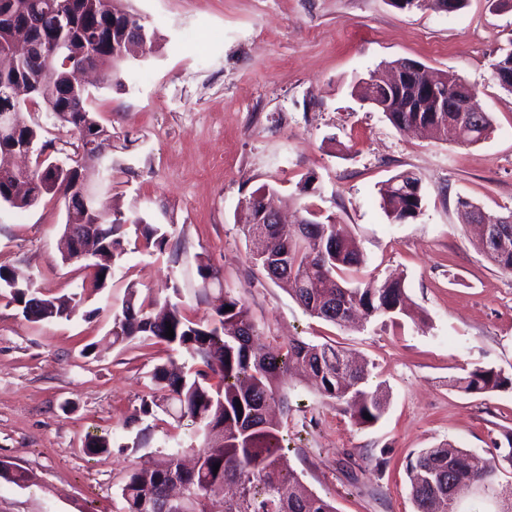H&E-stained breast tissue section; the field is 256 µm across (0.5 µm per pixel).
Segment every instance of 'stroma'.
<instances>
[{
  "mask_svg": "<svg viewBox=\"0 0 512 512\" xmlns=\"http://www.w3.org/2000/svg\"><path fill=\"white\" fill-rule=\"evenodd\" d=\"M160 37L130 60L120 83L90 86L89 108L112 134L107 198L128 222L106 288L82 284L91 269L62 263V199L25 209L0 204V266L44 299L70 297V318L33 322L0 289V460L30 476L0 477V512H115L130 468L164 454L191 455L193 426L165 414L134 420L156 366L189 355L154 338L112 344L128 286L151 306L179 304L211 318L219 287L248 305L264 341L329 340L383 384V417L364 427L337 411L312 382L294 383L283 430L287 464L336 512H416L406 464L446 443L479 453L512 431V391L465 394L450 376L476 366L512 373V275L475 245L459 199L512 209V93L492 65L512 50V11L467 0L456 12L400 10L390 0H123ZM399 58L452 71L477 87L493 129L457 146L397 130L360 101L353 85ZM52 157L66 160L74 135L25 102ZM420 178L421 214L391 222L382 182ZM310 189H303L304 180ZM268 185L289 215L304 205L345 225L365 257L362 277L403 278L418 320L374 318L357 329L306 313L251 268L241 227L252 193ZM164 227L165 249L146 245L136 219ZM220 285L203 287L199 264ZM108 432L110 451L87 454V435ZM387 451L378 473L368 455Z\"/></svg>",
  "mask_w": 512,
  "mask_h": 512,
  "instance_id": "1",
  "label": "stroma"
}]
</instances>
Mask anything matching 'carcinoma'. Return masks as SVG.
<instances>
[{
  "label": "carcinoma",
  "mask_w": 512,
  "mask_h": 512,
  "mask_svg": "<svg viewBox=\"0 0 512 512\" xmlns=\"http://www.w3.org/2000/svg\"><path fill=\"white\" fill-rule=\"evenodd\" d=\"M120 0H0V109L17 108L18 99L3 95L6 86L23 88L33 102H42L46 115L69 128L77 142L86 146L96 135L107 132L88 108L86 87L75 76L82 65L117 79L125 65L120 48L134 36L156 41L155 31L140 18L118 6ZM466 0H391L401 10L450 11L464 7ZM65 10L74 26L63 43H58L52 26L54 13ZM18 42H40L52 50L50 57L13 53ZM352 93L361 101L385 113L402 131L424 127L434 138L457 145H470L485 138L492 126L488 113L472 111L469 100L460 104L468 112H432L430 103L411 99L407 91L399 98L378 93L376 74L359 80ZM38 127L17 120L13 134L0 135V204L15 208L32 205L31 194L53 191L65 204V224H99L102 237L87 244L94 253L115 260L122 254L121 234L129 222L111 209L103 197L86 204L92 191L83 182L79 161L53 165L36 163L21 173L14 166L21 146L36 142ZM274 192L258 189L249 200L252 219H263L264 200ZM381 207L394 223L416 218L422 210L423 188L415 174L402 172L385 181L380 189ZM494 228L499 242L480 240L482 253L502 272L512 275V210L490 213L467 201ZM303 224L294 229L285 224H266L268 247L283 255L278 271L250 256L252 266L282 285L311 316L334 325L349 326V317H386L394 322L409 315L408 296L400 280L361 279L365 260L334 217L305 207ZM141 224V235L159 249L168 244L167 232L157 225ZM113 265L96 264L90 287L105 288ZM9 290L25 318L42 320L45 300L33 295L28 284L15 282L9 270L0 267V289ZM215 316L193 321L178 305L166 301L146 310L138 303L137 290L128 286L121 313L112 324V344L121 345L136 336H151L185 350L203 367L190 374L171 362L154 369L148 392L141 398L139 413L148 416L161 410L195 424L203 435L194 449L195 466L186 470L176 454H168L152 469L134 468L120 487L121 507L117 512H336L333 503L308 489L290 470L281 467L287 446L280 423L268 418L271 406L283 415L292 411L287 381L314 376L320 394L358 425L372 426L384 414L387 395L382 385L369 386L362 369L347 366L346 352L331 343L312 344L300 338L288 345H266L252 320L246 302L230 288H219ZM232 310L227 311L225 307ZM174 337H166L168 328ZM448 388L466 394L512 389V374L487 367H474L448 378ZM370 415L367 420L364 415ZM112 447L107 435H91L85 443L89 454ZM471 452L448 443L441 448L420 451L407 466L410 494L417 512H457L456 501L448 496V485L465 480L483 489L485 496L499 498L501 444L484 449L486 465L473 469ZM220 464L213 472L214 464Z\"/></svg>",
  "instance_id": "cac0c4a2"
}]
</instances>
